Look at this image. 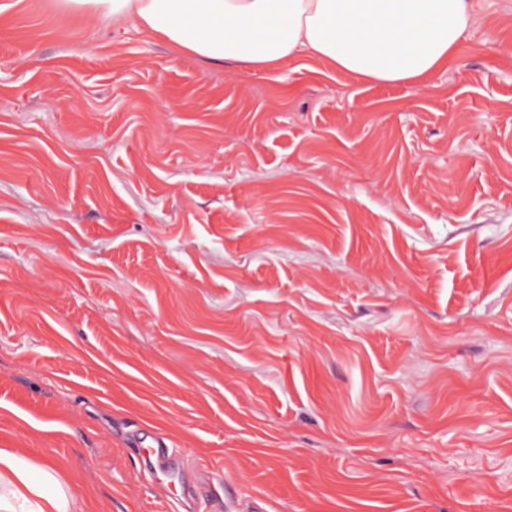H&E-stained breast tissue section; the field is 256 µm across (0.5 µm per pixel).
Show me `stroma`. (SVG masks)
Returning a JSON list of instances; mask_svg holds the SVG:
<instances>
[{"label":"stroma","mask_w":512,"mask_h":512,"mask_svg":"<svg viewBox=\"0 0 512 512\" xmlns=\"http://www.w3.org/2000/svg\"><path fill=\"white\" fill-rule=\"evenodd\" d=\"M474 4L410 84L0 0V448L81 512H512V0ZM141 456L148 472L154 474L160 484H166L168 488L181 483L180 473L174 471L168 463L167 444L158 439L142 449Z\"/></svg>","instance_id":"obj_1"}]
</instances>
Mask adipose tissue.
Listing matches in <instances>:
<instances>
[{
  "mask_svg": "<svg viewBox=\"0 0 512 512\" xmlns=\"http://www.w3.org/2000/svg\"><path fill=\"white\" fill-rule=\"evenodd\" d=\"M132 25L185 54L273 70L310 56L367 81L417 83L445 67L477 16L473 0H59ZM78 512L63 475L0 449V512Z\"/></svg>",
  "mask_w": 512,
  "mask_h": 512,
  "instance_id": "adipose-tissue-1",
  "label": "adipose tissue"
}]
</instances>
